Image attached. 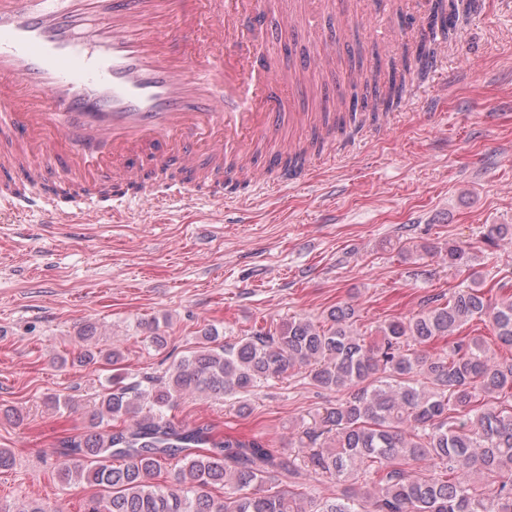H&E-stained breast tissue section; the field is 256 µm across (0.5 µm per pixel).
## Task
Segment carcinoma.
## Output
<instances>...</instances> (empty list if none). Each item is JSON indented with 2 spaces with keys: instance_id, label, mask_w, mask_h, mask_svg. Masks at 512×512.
Here are the masks:
<instances>
[{
  "instance_id": "carcinoma-1",
  "label": "carcinoma",
  "mask_w": 512,
  "mask_h": 512,
  "mask_svg": "<svg viewBox=\"0 0 512 512\" xmlns=\"http://www.w3.org/2000/svg\"><path fill=\"white\" fill-rule=\"evenodd\" d=\"M471 3L430 0V19L446 22L452 41ZM430 53L421 42L376 63L354 99L373 101L374 116L396 107L408 82L426 74ZM331 130L323 118L301 157L320 150ZM447 256L448 267L470 272V285L373 336L357 329V310L344 303L321 322L291 319L235 343H219L208 328L158 375L127 384L113 375L89 428L60 442L59 482L93 490L83 512H512V400L501 401L512 396V360L463 333L470 321H487L512 346V295L493 296L469 247L450 242ZM447 338L448 351H435ZM78 341L86 348L60 366L123 359L115 347H97L90 328ZM290 370L347 393L292 434L294 454L258 438L182 429L167 415L187 395L247 394ZM167 460L176 461L172 481L152 482ZM272 476L288 478V487L267 485ZM322 478L336 493L306 492Z\"/></svg>"
}]
</instances>
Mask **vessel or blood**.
Here are the masks:
<instances>
[{
    "label": "vessel or blood",
    "mask_w": 512,
    "mask_h": 512,
    "mask_svg": "<svg viewBox=\"0 0 512 512\" xmlns=\"http://www.w3.org/2000/svg\"><path fill=\"white\" fill-rule=\"evenodd\" d=\"M286 0H0V197L53 217L92 212L104 178L142 192L168 180L166 203L199 182L259 185L305 120L302 86L344 27L310 39L292 65L256 41L292 34Z\"/></svg>",
    "instance_id": "vessel-or-blood-1"
}]
</instances>
